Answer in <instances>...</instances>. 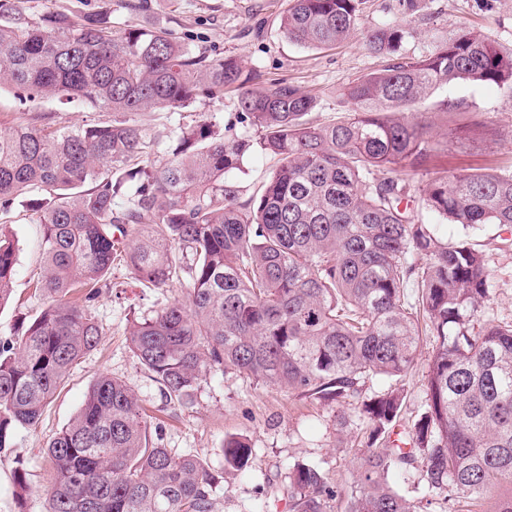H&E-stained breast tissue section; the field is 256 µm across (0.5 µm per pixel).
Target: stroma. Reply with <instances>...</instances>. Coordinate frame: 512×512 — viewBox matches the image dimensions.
<instances>
[{"instance_id": "obj_1", "label": "stroma", "mask_w": 512, "mask_h": 512, "mask_svg": "<svg viewBox=\"0 0 512 512\" xmlns=\"http://www.w3.org/2000/svg\"><path fill=\"white\" fill-rule=\"evenodd\" d=\"M6 4L39 17L65 12L72 17L110 13L114 26H153L171 30L212 54H232L255 71L259 83L285 79L318 98L311 117L328 123L343 116L340 94L355 79L381 69L384 57L368 52L364 32L392 24L405 38L401 58L428 54L438 37L454 36L461 28L479 31L500 49L512 52V0H417L414 11L401 10L398 0H366L359 32L330 50H311L282 37L281 13L289 0H144L141 9L117 8V0H5ZM458 105L460 116L443 113L439 105ZM430 126L435 166L460 174L486 168L512 173V96L494 85L465 81L440 85L422 107ZM17 248L13 299L0 308V339L13 336L23 319L39 314L41 297L33 282L39 272L43 229L30 220L9 225ZM475 241L494 270L487 316L512 320V229L488 224ZM180 284L148 288L122 263L112 265V285L91 303L102 332L95 349L71 369L34 430L17 433L10 448L0 451V512H17L13 471L24 462L32 490L27 512H43L38 489L52 478L45 448L56 432L78 412L93 381L108 374L123 380L160 425L163 446L201 458L211 467L223 464L225 436L242 434L255 449L250 467L224 484L223 512H288L284 476L297 460L321 463L341 487L353 481L355 443L337 444L329 422L333 404L312 402L254 382L235 371L217 372L201 385L194 408L169 404L133 357L126 331L133 314H148L167 300L180 297ZM433 342L422 337L417 364L405 380L403 414L413 419L424 403V376Z\"/></svg>"}]
</instances>
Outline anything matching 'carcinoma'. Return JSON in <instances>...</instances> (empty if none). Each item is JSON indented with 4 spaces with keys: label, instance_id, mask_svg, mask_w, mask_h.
Segmentation results:
<instances>
[{
    "label": "carcinoma",
    "instance_id": "cac0c4a2",
    "mask_svg": "<svg viewBox=\"0 0 512 512\" xmlns=\"http://www.w3.org/2000/svg\"><path fill=\"white\" fill-rule=\"evenodd\" d=\"M365 0H291L280 31L329 49L358 29ZM403 31L367 33L366 50L394 55ZM512 94V53L467 29L426 56L356 79L329 124L315 97L288 82L259 86L239 58L209 55L167 29L114 31L105 13L34 20L0 7V85L21 101L59 99L109 119L54 127L36 114L0 132V227L27 210L44 229L40 313L0 340V451L39 425L101 326L89 309L122 257L148 288L183 282L182 296L135 317L127 341L169 403L192 408L213 371L342 407L341 434L361 448L346 512H440L495 501L512 512V322L485 317L494 270L467 234L442 236L418 217L411 180L433 151L420 106L441 82ZM232 93L226 135L205 116L149 129L145 110L184 112L199 96ZM276 160L250 196L231 177L254 146ZM166 153V157L159 153ZM421 206L464 231L512 227V174L435 173ZM14 241L0 231V306L12 294ZM434 338L426 403L394 444L400 383L421 336ZM158 426L123 380L102 375L50 440L44 512H219L224 475L253 457L224 438V468L164 448ZM421 464L420 503L396 480ZM288 512H333L342 490L314 462L285 476Z\"/></svg>",
    "mask_w": 512,
    "mask_h": 512
}]
</instances>
